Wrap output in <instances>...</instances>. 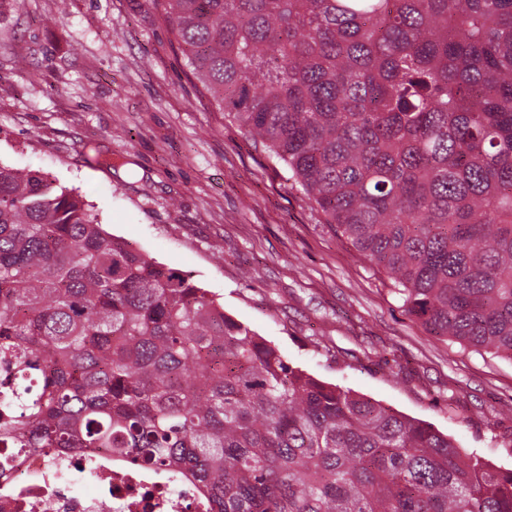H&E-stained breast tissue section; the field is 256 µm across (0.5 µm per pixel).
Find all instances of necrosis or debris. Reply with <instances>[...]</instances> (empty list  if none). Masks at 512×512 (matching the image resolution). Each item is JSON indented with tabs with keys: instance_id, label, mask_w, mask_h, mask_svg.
<instances>
[{
	"instance_id": "obj_1",
	"label": "necrosis or debris",
	"mask_w": 512,
	"mask_h": 512,
	"mask_svg": "<svg viewBox=\"0 0 512 512\" xmlns=\"http://www.w3.org/2000/svg\"><path fill=\"white\" fill-rule=\"evenodd\" d=\"M14 483L0 493V512H185L192 489L170 487L160 475L132 470L104 460L95 482L101 496L73 493L67 478L82 476L76 461L55 459L32 450L10 462Z\"/></svg>"
}]
</instances>
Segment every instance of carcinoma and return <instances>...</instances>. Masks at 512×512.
<instances>
[{
	"label": "carcinoma",
	"mask_w": 512,
	"mask_h": 512,
	"mask_svg": "<svg viewBox=\"0 0 512 512\" xmlns=\"http://www.w3.org/2000/svg\"><path fill=\"white\" fill-rule=\"evenodd\" d=\"M188 64L435 335L512 359V0H168ZM0 478L28 450L205 512H512V469L292 366L79 195L0 165Z\"/></svg>",
	"instance_id": "carcinoma-1"
}]
</instances>
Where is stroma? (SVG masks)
I'll return each mask as SVG.
<instances>
[{
	"label": "stroma",
	"mask_w": 512,
	"mask_h": 512,
	"mask_svg": "<svg viewBox=\"0 0 512 512\" xmlns=\"http://www.w3.org/2000/svg\"><path fill=\"white\" fill-rule=\"evenodd\" d=\"M0 162L82 196L294 366L512 469V360L404 311L386 273L224 116L164 0H0Z\"/></svg>",
	"instance_id": "stroma-1"
}]
</instances>
